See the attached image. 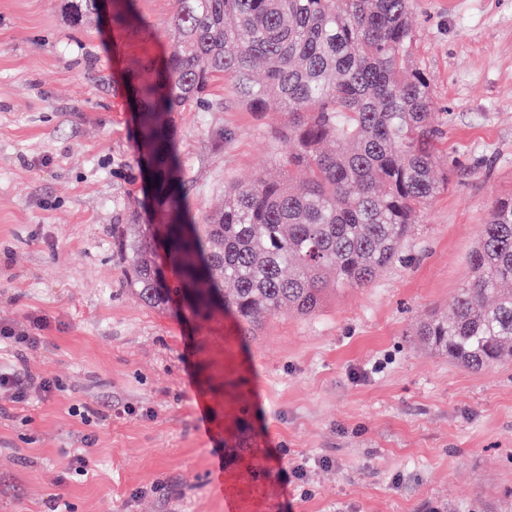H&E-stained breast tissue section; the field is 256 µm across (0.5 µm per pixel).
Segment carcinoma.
<instances>
[{
	"instance_id": "cac0c4a2",
	"label": "carcinoma",
	"mask_w": 512,
	"mask_h": 512,
	"mask_svg": "<svg viewBox=\"0 0 512 512\" xmlns=\"http://www.w3.org/2000/svg\"><path fill=\"white\" fill-rule=\"evenodd\" d=\"M412 0H174L164 56L128 85L152 205L112 225L127 287L153 307L232 312L248 333L266 315L319 310L329 288L365 287L403 259L448 177L435 154L448 127L413 63ZM223 80L253 112L271 101L292 140L275 178L224 185L196 223L178 178L174 113ZM172 277L159 275V251ZM470 276L415 332L473 371L512 360V196L490 202Z\"/></svg>"
}]
</instances>
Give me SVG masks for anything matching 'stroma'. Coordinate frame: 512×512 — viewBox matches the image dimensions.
<instances>
[{
  "label": "stroma",
  "instance_id": "1",
  "mask_svg": "<svg viewBox=\"0 0 512 512\" xmlns=\"http://www.w3.org/2000/svg\"><path fill=\"white\" fill-rule=\"evenodd\" d=\"M76 2L0 0V326L38 330L26 366L61 384L24 402L0 388V512H512V363L475 372L413 336L512 194V0H414L448 187L405 262L249 338L221 309L145 305L112 244L149 198L126 87L166 47L173 0H135L120 25L110 0ZM283 119L220 81L175 113L197 214L225 183L278 175Z\"/></svg>",
  "mask_w": 512,
  "mask_h": 512
}]
</instances>
